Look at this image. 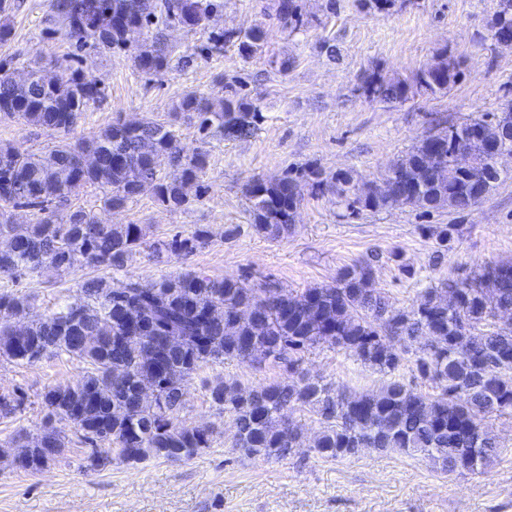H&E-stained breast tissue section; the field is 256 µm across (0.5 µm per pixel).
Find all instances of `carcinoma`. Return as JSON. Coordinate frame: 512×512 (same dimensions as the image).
I'll list each match as a JSON object with an SVG mask.
<instances>
[{
    "mask_svg": "<svg viewBox=\"0 0 512 512\" xmlns=\"http://www.w3.org/2000/svg\"><path fill=\"white\" fill-rule=\"evenodd\" d=\"M11 0H0V45L10 41ZM66 36L100 52H128L136 70L161 76L171 69L173 48L165 29L177 23L191 30L224 9V0H53ZM262 15L281 31L293 33L312 23L303 0H263ZM490 29L512 36V0H497L487 21ZM265 24L224 30L209 36L205 50L221 53L236 47L248 63L266 52ZM57 69L43 82V67L32 68L16 82L0 68V118L62 134L46 152L0 145V204L38 211L33 224H15L0 209V275L35 273L45 266L67 270L77 264L118 270L140 252L138 224H102L82 208L65 224L51 207L67 203L81 187L105 189L102 202L122 208L143 193L171 210L190 203L186 186L205 194L210 138L246 140L264 121L262 97L248 89L249 78L225 79L224 99L214 102L189 91L169 118L135 125L117 120L88 139H67L85 112L104 99L79 69L55 58ZM462 75L461 62L439 53L411 80L367 76L361 89L372 101L403 103L415 97L448 93ZM195 121L199 145L178 141L177 120ZM512 129V102L498 113H481L442 126L397 159L379 181L359 184L351 172L328 173L317 165L287 169L273 178L254 177L246 185L252 229L277 240L295 229L305 194L332 193L357 217L391 207L398 195L430 215L462 214L478 205L508 173L501 157L477 147L466 172L453 167L454 143L478 130L495 140ZM180 176L172 179L167 170ZM434 240L433 263L439 264L461 236L460 224H423ZM206 231L150 245L152 257L189 253L205 243ZM378 256L341 269L333 283L284 295L278 288L247 279H215L201 272L163 278L155 283H116L93 277L80 295L57 304L46 318L12 320L28 305V296L0 293V357L32 365L44 358H66L84 365L71 385L44 392L49 419L68 423L80 442H107L93 450L88 466L98 469L117 454L125 461L150 458L189 460L211 445L214 427L175 423L184 407L186 383L204 366L235 359L246 365L271 360L284 364L288 379L243 390L236 381L215 379L209 399L220 414L232 418L234 448L244 456L284 460L303 447L325 459H347L371 450L422 456L448 474L483 472L501 454L494 435L481 425L490 413L512 412V326L499 315L512 314V264H499L473 277L451 279L419 292L403 310L392 307L372 286ZM182 337L170 349L165 337ZM428 336L429 346H414ZM327 347L344 351L387 377L377 390L334 388L302 368L303 354ZM409 368L433 384L430 395L415 391L401 370ZM158 392L143 400L140 385ZM22 405L16 395L0 394V418L13 417ZM308 410L320 431L309 445L288 412ZM27 453L18 467L41 470L63 455L68 441L49 425L23 444Z\"/></svg>",
    "mask_w": 512,
    "mask_h": 512,
    "instance_id": "1",
    "label": "carcinoma"
}]
</instances>
